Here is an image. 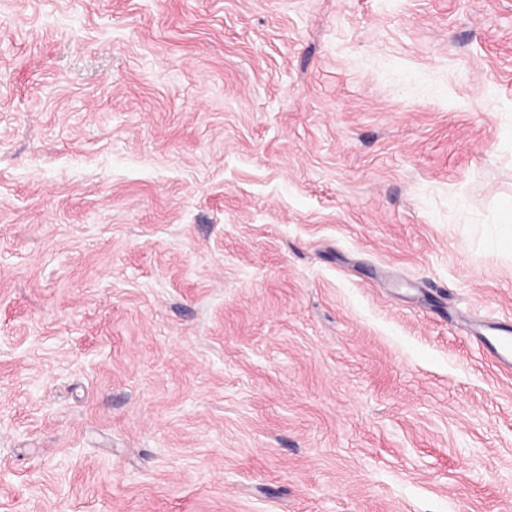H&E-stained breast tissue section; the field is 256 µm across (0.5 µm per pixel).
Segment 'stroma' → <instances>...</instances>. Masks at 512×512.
Returning <instances> with one entry per match:
<instances>
[{"label":"stroma","instance_id":"35a3bbf8","mask_svg":"<svg viewBox=\"0 0 512 512\" xmlns=\"http://www.w3.org/2000/svg\"><path fill=\"white\" fill-rule=\"evenodd\" d=\"M512 0H0V512H512Z\"/></svg>","mask_w":512,"mask_h":512}]
</instances>
